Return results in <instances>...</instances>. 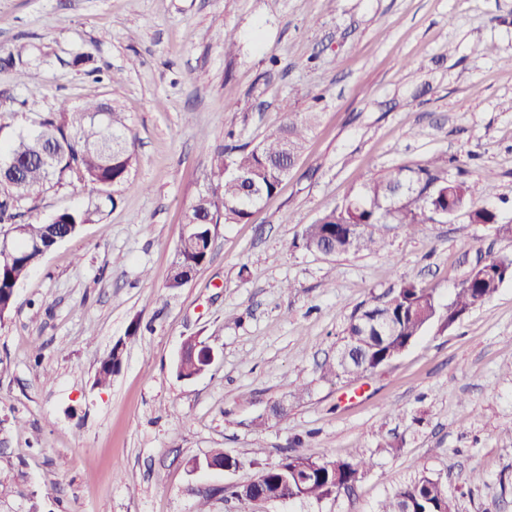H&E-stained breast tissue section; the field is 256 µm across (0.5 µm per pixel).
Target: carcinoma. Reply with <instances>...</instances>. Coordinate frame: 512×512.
<instances>
[{"mask_svg":"<svg viewBox=\"0 0 512 512\" xmlns=\"http://www.w3.org/2000/svg\"><path fill=\"white\" fill-rule=\"evenodd\" d=\"M30 52L15 47L7 64L22 75ZM313 115H288L262 141L248 147H232L211 160L216 182L189 206L180 233L166 288L186 285L182 269L202 268L208 260L211 222H248L263 200L276 191L288 176L291 157L304 150ZM123 112L100 100L79 107L61 103L55 112L39 117L37 128L14 139L5 156L18 162L16 172L0 175V238L16 239L10 258L0 261V321L17 302L16 288L36 267L45 253L62 235L74 237L82 225L91 221L89 209L65 210L47 221L17 226L9 223L12 202L39 193L52 182H61L71 172L100 189L127 181L132 166ZM467 212L471 223L484 224L497 236L512 237V224L501 223L496 212L483 203V186L466 179L448 180V171L439 160L416 165H399L372 175L345 203L324 212L306 226L303 245L331 255L374 253L386 245L387 235L396 229L409 231L421 224H432L438 213L453 216ZM512 257L487 262L481 277L465 279L448 303L443 304L432 290L404 284L381 301L372 298L351 317L344 336L349 356L344 363L325 361L319 366L321 377L359 378L400 356L424 329L440 322L451 325L465 312L492 298L504 281L512 279ZM121 354L113 349L101 361L95 385L106 386L120 368ZM200 360L186 353L177 364V375L188 379L199 371ZM204 467L215 464L224 470L253 469V483L232 490L249 502L253 493L269 499L316 500L336 497L350 491L370 467L364 457L352 460L315 458L287 453L273 465L256 459L245 461L222 448L211 451ZM378 512H455L448 484L425 473L393 489Z\"/></svg>","mask_w":512,"mask_h":512,"instance_id":"carcinoma-1","label":"carcinoma"}]
</instances>
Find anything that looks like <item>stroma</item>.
Returning <instances> with one entry per match:
<instances>
[{"label": "stroma", "mask_w": 512, "mask_h": 512, "mask_svg": "<svg viewBox=\"0 0 512 512\" xmlns=\"http://www.w3.org/2000/svg\"><path fill=\"white\" fill-rule=\"evenodd\" d=\"M19 43L41 50L22 77L5 63ZM12 99L28 105L0 118L1 145L60 103L100 99L124 112L134 161L112 196L73 176L13 206L21 224L95 215L0 322V512H196L199 489L252 476L190 471L216 448L270 465L370 459L353 493L268 512H377L423 471L447 481L456 512H512V280L371 374L317 372L371 297L412 282L448 301L478 259L512 256V238L462 211L377 254L302 243L373 173L434 157L452 179L493 173L484 201L512 222V0H0V103ZM292 112L316 115L295 168L249 223L212 225L209 262L167 292L212 155ZM191 336L216 359L187 381L176 364ZM118 343L119 371L95 386Z\"/></svg>", "instance_id": "1"}]
</instances>
